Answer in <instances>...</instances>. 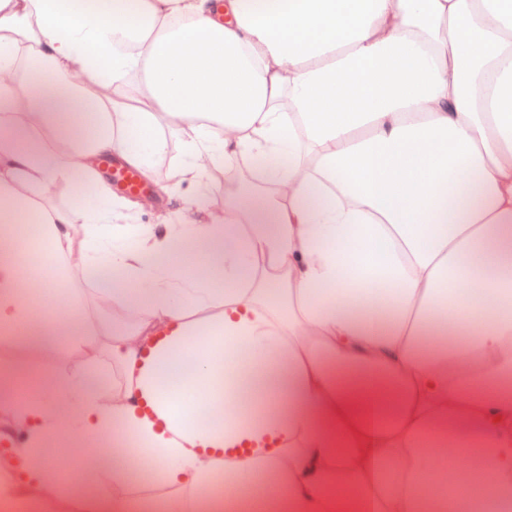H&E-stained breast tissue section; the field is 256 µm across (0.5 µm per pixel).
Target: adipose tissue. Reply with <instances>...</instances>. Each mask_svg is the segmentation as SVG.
<instances>
[{"label":"adipose tissue","mask_w":512,"mask_h":512,"mask_svg":"<svg viewBox=\"0 0 512 512\" xmlns=\"http://www.w3.org/2000/svg\"><path fill=\"white\" fill-rule=\"evenodd\" d=\"M172 137L181 181L223 167L224 212L147 230L94 161L146 171ZM59 180L95 188L81 226ZM22 217L50 263L0 239V403L43 454L0 477L9 512H56L57 448L107 436L96 468L158 471L177 512H512V0H0ZM105 268L128 313L103 338L75 287ZM59 325L115 386L17 394ZM93 480L69 477L77 512H127ZM46 196L54 205L69 209L76 226L83 224V213L80 208L75 207L73 204L74 189L68 182L57 181L53 183L46 190Z\"/></svg>","instance_id":"adipose-tissue-1"}]
</instances>
